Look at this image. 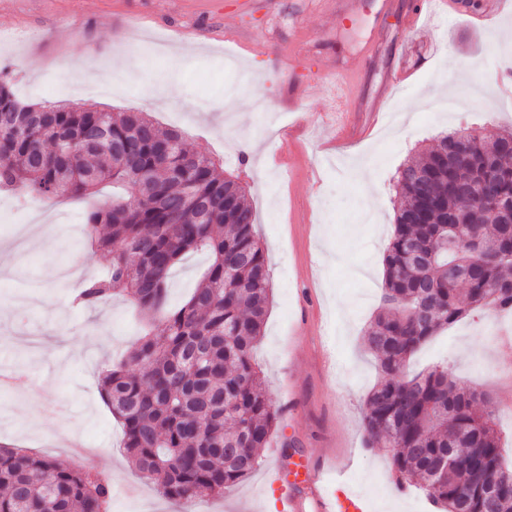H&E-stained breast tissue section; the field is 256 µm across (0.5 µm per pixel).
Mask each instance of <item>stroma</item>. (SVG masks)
I'll return each instance as SVG.
<instances>
[{
    "label": "stroma",
    "instance_id": "stroma-1",
    "mask_svg": "<svg viewBox=\"0 0 512 512\" xmlns=\"http://www.w3.org/2000/svg\"><path fill=\"white\" fill-rule=\"evenodd\" d=\"M363 0L355 15H329L316 0H12L0 12V71L24 102L78 103L148 113L181 129L244 189L271 272L272 302L255 348L280 430L260 467L231 493L190 504L163 496L123 447L121 425L101 394L102 367L138 334L130 302L74 304L59 269L100 276L86 246L84 202L52 198L22 207L0 193V244L45 215L48 245L0 273V371L27 385L0 386V445L14 444L79 470L120 460L111 512H280L272 462L332 461L326 485L368 500L372 512H434L415 488L398 487L391 451L366 447L364 401L379 378L363 343L381 305L382 258L399 207V170L442 135L512 127V15L484 29L468 17L433 16L407 27L413 0ZM75 31L55 35L60 18ZM375 41L374 60L351 102V122L380 109L360 140L332 129V67ZM411 72L392 99L387 71ZM295 98L294 115L279 104ZM208 264L187 256L168 280L183 303ZM475 312L429 342L411 371L447 364L457 386L487 394L497 429L512 442V347Z\"/></svg>",
    "mask_w": 512,
    "mask_h": 512
}]
</instances>
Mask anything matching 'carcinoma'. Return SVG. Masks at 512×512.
<instances>
[{"label":"carcinoma","mask_w":512,"mask_h":512,"mask_svg":"<svg viewBox=\"0 0 512 512\" xmlns=\"http://www.w3.org/2000/svg\"><path fill=\"white\" fill-rule=\"evenodd\" d=\"M0 77V191L112 200L86 213L106 273L78 299L115 295L145 329L126 361L103 373L102 389L124 428L139 473L173 500L222 495L260 465L278 431L252 351L269 306L270 271L243 189L176 129L144 112L32 104L14 111ZM449 133L405 166L383 256L384 291L365 343L380 378L366 399L368 447L391 449L399 485L421 490L439 512H483L485 473L500 472L499 512H512V462L493 408L448 368L409 375L406 364L468 311H512V128ZM488 184L493 202L465 201L461 187ZM107 227L98 234V225ZM191 252L210 264L191 298L167 305L170 270ZM456 464L444 469L443 458ZM112 485L101 473L48 456L0 448V512H107Z\"/></svg>","instance_id":"1"}]
</instances>
